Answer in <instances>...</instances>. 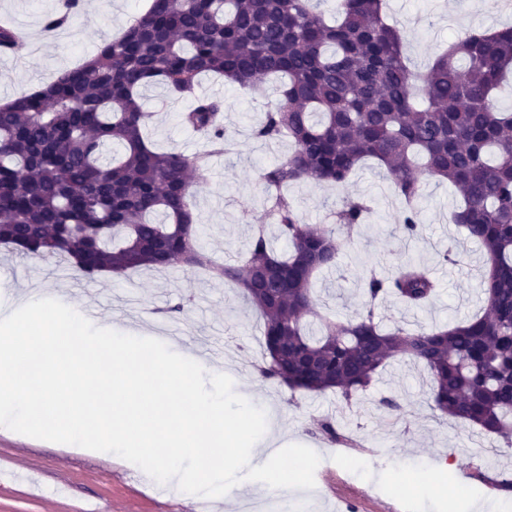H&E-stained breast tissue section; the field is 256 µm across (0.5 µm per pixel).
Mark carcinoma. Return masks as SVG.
<instances>
[{
	"instance_id": "obj_1",
	"label": "carcinoma",
	"mask_w": 512,
	"mask_h": 512,
	"mask_svg": "<svg viewBox=\"0 0 512 512\" xmlns=\"http://www.w3.org/2000/svg\"><path fill=\"white\" fill-rule=\"evenodd\" d=\"M150 0L143 16L103 43L91 61L0 107V244L36 261L69 262L83 276L184 264L242 288L264 321L262 379L334 392L348 406L397 358L430 373L432 409L512 447V113L497 104L512 71V27L448 43L422 73L410 71L385 0ZM80 0L46 17L58 29ZM251 91L281 78L253 136L294 149L260 171L264 218L288 252L256 229L248 253L217 264L197 246L191 206L211 156L229 153L224 99L198 93L206 74ZM162 84L190 104L183 125L209 146L192 158L149 145L141 90ZM376 159L406 205L403 232L417 235L419 183L454 185V223L483 249V313L452 326L383 329L375 307L389 297L427 305L439 284L420 265L364 280V309L343 321L321 315L317 273L336 266L340 242L372 208L347 196L336 229L304 223L288 187L345 185ZM312 427L332 444L355 439L328 419Z\"/></svg>"
}]
</instances>
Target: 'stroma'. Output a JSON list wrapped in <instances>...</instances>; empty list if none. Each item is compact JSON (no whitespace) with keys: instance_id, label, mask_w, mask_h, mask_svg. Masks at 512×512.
Instances as JSON below:
<instances>
[{"instance_id":"stroma-1","label":"stroma","mask_w":512,"mask_h":512,"mask_svg":"<svg viewBox=\"0 0 512 512\" xmlns=\"http://www.w3.org/2000/svg\"><path fill=\"white\" fill-rule=\"evenodd\" d=\"M58 0H0V20L23 33L15 53L0 54V94L31 93L35 82L66 68L78 67L105 40L124 31L141 16L149 0H81L82 9L59 38L48 37L44 17ZM387 16L404 36L413 71H424L436 51L448 42L475 32H492L512 25V12L497 11L488 0H387ZM202 93L224 100V125L234 141L231 155L215 157L200 179L196 194L198 244L217 260H234L247 250L252 231L263 221L259 172L267 161L289 149L288 143L267 145L252 136L263 118L266 102L259 93L247 94L205 76ZM145 111L152 118L147 135L156 148L194 156L203 143L179 122L187 104L144 92ZM305 223L329 225V215L344 195L367 197L372 211L352 243L342 245L335 268L314 281L319 310L343 319L361 310L362 283L370 270L394 271L398 262L427 267L440 290L432 302L411 309L387 299L376 311L386 327L412 330L451 324L481 306L479 269L484 257L477 244L454 224L462 204L454 187L430 178L420 185L416 206L421 230L406 239L400 229L404 204L394 194L386 174L366 161L342 187L308 181L288 190ZM457 261L443 262L445 251ZM32 285L44 296L94 307L96 315L115 331L138 327L155 335L181 329L184 340L172 351L190 357L208 346L223 348L220 357L200 359L202 367L223 369L237 394L275 411L288 430V441L313 449L322 467L335 471L367 496L354 512H377L396 500L400 512H471L476 500H490L493 490L481 486L480 473H512V449L492 435L471 429L432 410L430 376L420 366L395 361L358 398L344 408L333 393H290L255 373L254 359L262 357L264 324L243 299L240 289L210 278L201 270L175 265L164 270L141 269L122 276L85 278L67 262H37L0 246V290ZM187 308L171 313L178 300ZM398 394L405 404L402 417L380 409L378 401ZM330 418L357 435L369 448L356 468H348L341 450L311 430L314 419ZM402 484L400 496L390 487ZM429 484L433 493L421 492ZM251 481L235 485L222 499L223 512H298L293 500H265L252 495ZM202 501L182 498L148 481L136 465L115 456L77 452L53 442L28 438L0 429V512H201Z\"/></svg>"}]
</instances>
